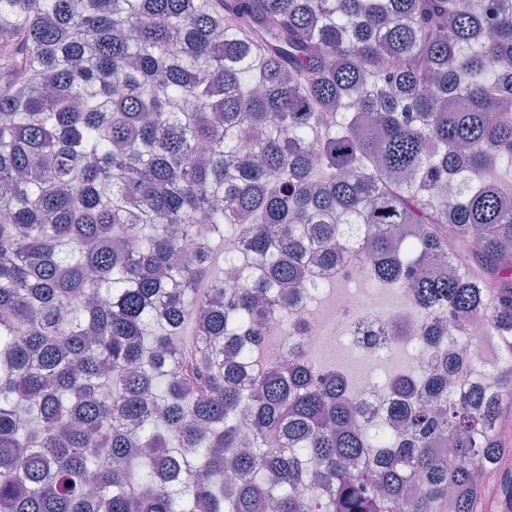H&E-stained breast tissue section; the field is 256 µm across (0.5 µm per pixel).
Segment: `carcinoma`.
<instances>
[{
	"mask_svg": "<svg viewBox=\"0 0 512 512\" xmlns=\"http://www.w3.org/2000/svg\"><path fill=\"white\" fill-rule=\"evenodd\" d=\"M511 69L512 0H0V512H512ZM346 224L499 354L388 379L383 443L334 365L244 377Z\"/></svg>",
	"mask_w": 512,
	"mask_h": 512,
	"instance_id": "carcinoma-1",
	"label": "carcinoma"
}]
</instances>
